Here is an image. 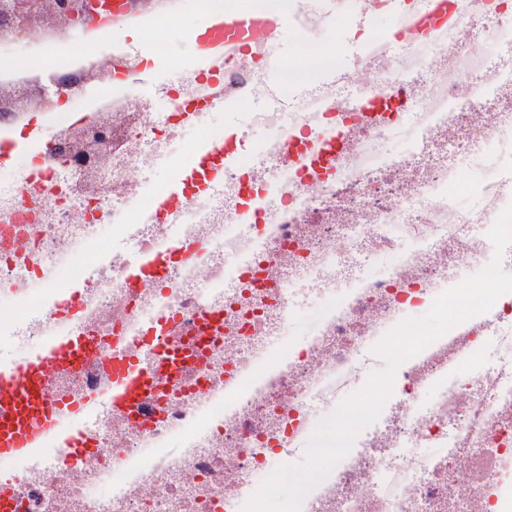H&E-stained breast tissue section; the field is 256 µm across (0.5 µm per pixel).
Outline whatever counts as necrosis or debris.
Returning a JSON list of instances; mask_svg holds the SVG:
<instances>
[{
	"mask_svg": "<svg viewBox=\"0 0 512 512\" xmlns=\"http://www.w3.org/2000/svg\"><path fill=\"white\" fill-rule=\"evenodd\" d=\"M0 0V127L25 162L0 167V345L19 359L57 337L80 356L39 384L54 405L98 398L83 449L48 443L0 458V512H241L293 448L324 420L328 384L362 386L371 347L410 313L432 306L460 269L493 259L487 233L506 203L459 164L512 139V0H471L456 25L433 17L411 42L376 36L367 16L409 15L423 0H310L340 12L356 52L339 83L304 80L241 34L220 71L184 68L145 94L151 56L98 51L92 35L127 36L155 0ZM50 51L56 94L41 95L17 48ZM279 69V111L257 112L270 136L263 162L212 160L221 183L187 185L176 219L144 185L182 145L222 136L206 91L250 107ZM41 120L46 152L19 115ZM322 117L336 140L309 170L294 167ZM410 144L385 145L398 130ZM480 194L473 211L459 194ZM141 252L161 257L151 281L130 279ZM323 308L318 329L292 340L298 302ZM145 369L148 388L117 410L102 397L112 357ZM512 293L453 327L396 370L379 419L303 499L300 512H512Z\"/></svg>",
	"mask_w": 512,
	"mask_h": 512,
	"instance_id": "necrosis-or-debris-1",
	"label": "necrosis or debris"
}]
</instances>
